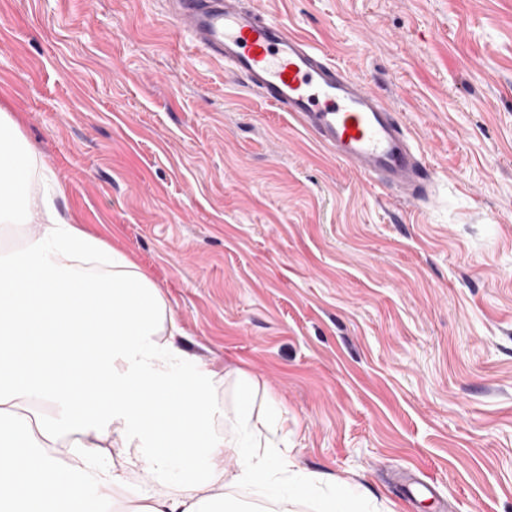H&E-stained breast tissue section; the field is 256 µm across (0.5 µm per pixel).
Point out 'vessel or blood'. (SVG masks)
Segmentation results:
<instances>
[{"label": "vessel or blood", "mask_w": 512, "mask_h": 512, "mask_svg": "<svg viewBox=\"0 0 512 512\" xmlns=\"http://www.w3.org/2000/svg\"><path fill=\"white\" fill-rule=\"evenodd\" d=\"M173 4L181 33L338 160L403 198L427 195L435 176L400 114L324 51L240 0Z\"/></svg>", "instance_id": "obj_1"}]
</instances>
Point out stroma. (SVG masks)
Listing matches in <instances>:
<instances>
[{
    "label": "stroma",
    "mask_w": 512,
    "mask_h": 512,
    "mask_svg": "<svg viewBox=\"0 0 512 512\" xmlns=\"http://www.w3.org/2000/svg\"><path fill=\"white\" fill-rule=\"evenodd\" d=\"M402 116L406 200L177 29L171 0H0V110L55 204L129 253L176 342L277 402L299 467L380 512H512V0H245ZM116 512L177 477L125 473ZM432 497L406 499L407 475Z\"/></svg>",
    "instance_id": "1"
}]
</instances>
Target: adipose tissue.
<instances>
[{
    "instance_id": "ef3b65f1",
    "label": "adipose tissue",
    "mask_w": 512,
    "mask_h": 512,
    "mask_svg": "<svg viewBox=\"0 0 512 512\" xmlns=\"http://www.w3.org/2000/svg\"><path fill=\"white\" fill-rule=\"evenodd\" d=\"M19 136L1 112L0 224L39 229L21 252H0V512H113L79 481L103 437L124 451L145 441L154 479L183 470L177 494L141 512H223L224 481L257 488L280 512L308 501L316 512H369L355 487L323 484L260 439L249 384L223 437L212 433V372L175 344L181 328L126 253L62 217L50 194H26L36 158ZM42 400L55 412L34 410ZM59 448L77 449L75 462ZM203 449L236 456L232 478L199 466Z\"/></svg>"
}]
</instances>
